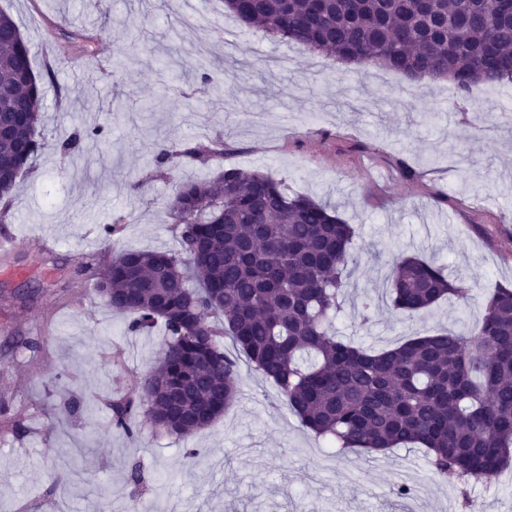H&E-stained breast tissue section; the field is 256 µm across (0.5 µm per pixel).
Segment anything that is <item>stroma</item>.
<instances>
[{
  "instance_id": "obj_1",
  "label": "stroma",
  "mask_w": 512,
  "mask_h": 512,
  "mask_svg": "<svg viewBox=\"0 0 512 512\" xmlns=\"http://www.w3.org/2000/svg\"><path fill=\"white\" fill-rule=\"evenodd\" d=\"M0 10L28 39L35 73L54 71L42 147L0 223L19 242L0 256V512L23 499L49 512H512V466L463 489L426 479L420 448L340 454L245 362L233 404L191 436L144 417L134 434L114 428L113 401L139 388L165 338L127 333L128 316L76 272L127 248L178 249L167 205L180 182L259 169L357 229L339 336L379 351L466 330L488 292L512 282V83L482 102L500 116L489 130L451 82L413 88L395 72L244 33L224 0H0ZM135 41L146 52L131 53ZM239 59L254 75L225 79ZM94 124L104 138L84 137ZM74 134L77 148L63 151ZM219 139L224 156L154 165L157 141L181 151ZM394 249L445 267L468 301L401 318L387 292ZM30 338L38 350L21 347ZM415 473L418 492L396 498Z\"/></svg>"
}]
</instances>
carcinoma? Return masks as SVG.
<instances>
[{
    "mask_svg": "<svg viewBox=\"0 0 512 512\" xmlns=\"http://www.w3.org/2000/svg\"><path fill=\"white\" fill-rule=\"evenodd\" d=\"M260 27L363 70L411 81L448 80L461 92L512 83V11L492 0H225ZM43 87L29 42L0 10V223L41 148ZM224 154V143L181 153L159 145L161 171L180 159ZM169 215L177 252L126 249L78 272L128 331L162 321L167 340L140 389L112 403V425L132 433L138 413L177 437L216 421L235 400L239 358L272 380L302 425L341 450L419 445L436 474L467 485L496 479L512 462V284L488 295L464 332L415 336L369 352L337 336L353 262V225L260 170H224L183 183ZM391 302L413 318L468 288L402 252L391 262Z\"/></svg>",
    "mask_w": 512,
    "mask_h": 512,
    "instance_id": "carcinoma-1",
    "label": "carcinoma"
}]
</instances>
